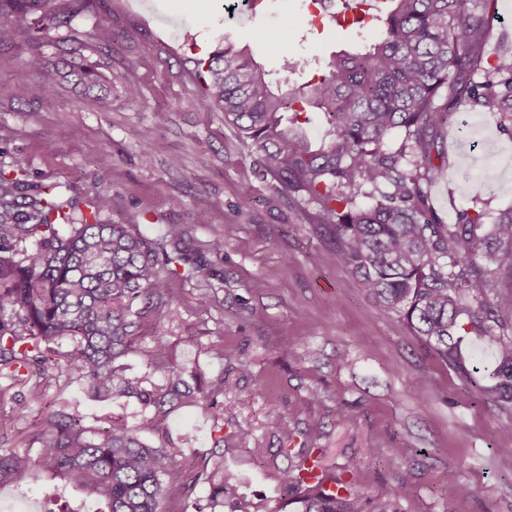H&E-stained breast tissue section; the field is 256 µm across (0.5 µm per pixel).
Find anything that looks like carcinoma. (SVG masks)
<instances>
[{
	"instance_id": "1",
	"label": "carcinoma",
	"mask_w": 512,
	"mask_h": 512,
	"mask_svg": "<svg viewBox=\"0 0 512 512\" xmlns=\"http://www.w3.org/2000/svg\"><path fill=\"white\" fill-rule=\"evenodd\" d=\"M497 0H351L350 24L380 23L378 39L358 51H341L323 74L285 95L271 89L250 46L224 34L208 60L209 84L198 99L206 112L224 113L235 137L263 152V164L279 191L306 194L317 204L308 217L334 245L338 262L358 279L379 314L413 330L465 389L491 401L504 415L502 433L512 439V207L488 217L463 208L454 224L432 212L428 188L448 167L438 146L457 111L491 112L512 138V44L490 45ZM78 0L71 12L89 8ZM69 12V13H71ZM69 13L53 0H0V43L35 48L46 31ZM43 68L32 53L14 74L25 94L31 73ZM87 88L101 84L95 65L73 68ZM329 120L330 140L319 148L301 130L308 112ZM399 132L395 151L385 139ZM17 162L14 177H0V366L43 376L51 370L82 382L94 398L134 397L162 410L194 401L181 390L168 358L165 307L178 297L162 273L153 244L128 224H108L102 214L112 195L99 192L87 214L52 186L27 183ZM30 191L25 209L16 192ZM153 316L154 348L148 378H131L120 358L132 351L133 328ZM476 337L490 352L487 365L465 358L463 341ZM72 349L62 350L63 343ZM220 374L203 394L219 452L185 457L180 448H154L143 427L107 420L88 426L67 404H47L28 439L39 444L32 459L0 448V489L27 495L34 469L57 481L44 512H162L167 497L209 486L207 503L249 512L236 477L224 474V387ZM279 454L299 461L279 470L288 503L298 512H396L389 500L373 507L354 479L335 478L325 491L306 479L322 465L313 429L279 424ZM303 447L296 450V443Z\"/></svg>"
}]
</instances>
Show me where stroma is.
Instances as JSON below:
<instances>
[{"mask_svg": "<svg viewBox=\"0 0 512 512\" xmlns=\"http://www.w3.org/2000/svg\"><path fill=\"white\" fill-rule=\"evenodd\" d=\"M232 0H97L65 27L41 39L46 62L75 57L97 63L111 84L104 102L64 84L43 93L38 76L17 97L13 70L30 47L0 45V174L23 162L28 182L59 185L64 198L87 210L102 189L112 194L104 215L111 224H134L151 240L165 225L185 235L168 245L179 297L166 308L165 341L185 380L226 374L224 429L233 453L224 469L239 475L240 491L257 512H295L274 467L279 455L276 421L314 429L327 473L353 477L365 496L399 491L398 507L415 512H512V453L501 449L499 411L463 388L402 322L379 317L374 301L336 259L334 247L306 222L315 204L279 193L259 165L260 151L240 143L220 112L201 110L199 61L208 59L224 33L240 43L255 28L274 26L275 42L256 49L275 88L288 91L322 73L335 52L368 43L366 31L339 24L312 0H264L246 30ZM111 25L103 44L96 27ZM307 54L303 71L281 68L284 55ZM136 68H129V61ZM138 85L129 99L124 87ZM450 165L429 188L445 222L457 209L512 206V139L487 112H459L443 132ZM224 236L214 252L213 238ZM264 288H256V281ZM207 293L208 306L198 296ZM223 344V358L212 348ZM251 375H242L241 363ZM421 376L424 390L410 387ZM27 402L26 417L0 404V448L21 447L31 419L50 402L70 403L86 424L106 415L137 425L136 399H92L62 375L20 381L0 370V389ZM345 409L351 420L336 419ZM165 436L146 434L152 446L171 442L202 455L212 447L211 420L203 405L164 415ZM380 452L363 466L367 449ZM455 466L458 478L444 473ZM412 470L410 483L400 475Z\"/></svg>", "mask_w": 512, "mask_h": 512, "instance_id": "obj_1", "label": "stroma"}]
</instances>
